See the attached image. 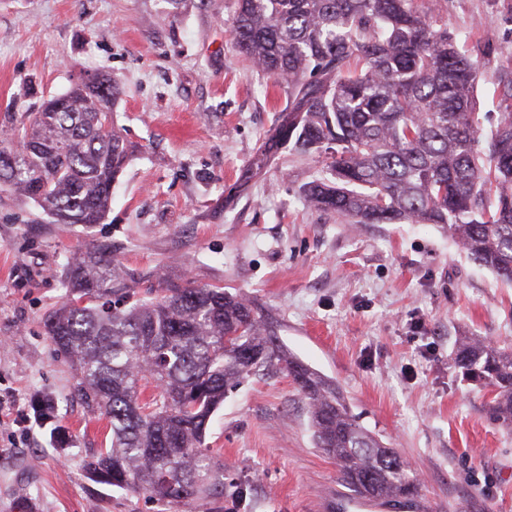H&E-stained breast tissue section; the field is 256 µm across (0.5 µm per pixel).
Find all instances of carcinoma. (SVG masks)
Segmentation results:
<instances>
[{"label": "carcinoma", "instance_id": "obj_1", "mask_svg": "<svg viewBox=\"0 0 512 512\" xmlns=\"http://www.w3.org/2000/svg\"><path fill=\"white\" fill-rule=\"evenodd\" d=\"M230 32L257 71L288 87L243 183L282 148L314 155L330 177L302 187L308 207L355 224H433L512 284V112L499 113L482 152L474 89L484 46L459 50L417 0H236ZM118 95L112 78L85 73L25 113L0 142L16 158L0 194L33 201L56 224L102 223L131 156L113 117ZM64 282L67 299L44 327L80 396L110 423V446L86 462L95 481L172 507L224 497L209 420L232 389L278 366L346 486L386 502L416 494L395 449L358 422L336 382L278 343L247 299L191 283L140 294L104 246L72 257ZM245 349L259 359H241ZM452 365L489 389L494 420L512 427V350L462 336Z\"/></svg>", "mask_w": 512, "mask_h": 512}]
</instances>
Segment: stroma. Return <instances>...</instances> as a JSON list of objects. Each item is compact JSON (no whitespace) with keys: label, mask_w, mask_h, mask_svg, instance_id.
Instances as JSON below:
<instances>
[{"label":"stroma","mask_w":512,"mask_h":512,"mask_svg":"<svg viewBox=\"0 0 512 512\" xmlns=\"http://www.w3.org/2000/svg\"><path fill=\"white\" fill-rule=\"evenodd\" d=\"M460 48L482 43L483 128L512 110V0H418ZM0 0V130L84 72L119 85L117 124L134 147L103 223H52L0 196V512H345L335 462L314 448L306 404L269 370L228 395L206 443L222 499L177 509L91 479L107 422L74 387L43 321L64 299L66 256L111 248L138 289L157 279L218 285L253 301L280 344L337 382L353 414L408 460L424 512H512V431L487 391L451 365L458 337L512 349V286L430 224H353L309 208L325 177L280 150L231 206L224 198L288 101L238 52L235 0ZM47 398L54 417L31 405ZM245 499H238V489Z\"/></svg>","instance_id":"35a3bbf8"}]
</instances>
